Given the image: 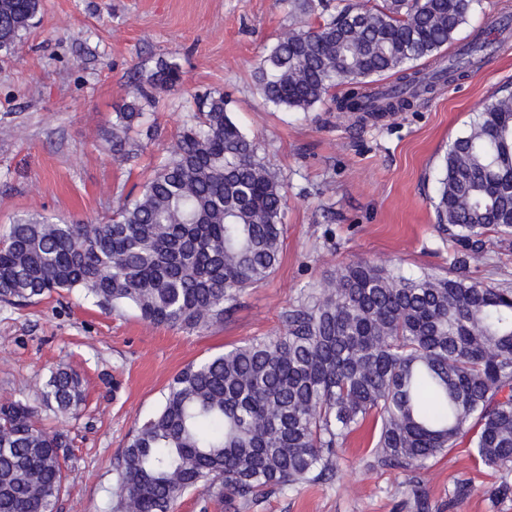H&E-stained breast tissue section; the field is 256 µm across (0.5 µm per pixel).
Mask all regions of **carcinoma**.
<instances>
[{
	"label": "carcinoma",
	"instance_id": "obj_1",
	"mask_svg": "<svg viewBox=\"0 0 512 512\" xmlns=\"http://www.w3.org/2000/svg\"><path fill=\"white\" fill-rule=\"evenodd\" d=\"M319 18L279 36L256 80L265 101L308 112L327 97L338 112H399L438 82L464 73L476 37L429 77L413 63L452 42L481 0H282ZM39 0H0V50L11 52ZM398 75L376 102L368 78ZM183 84L162 61L130 91L112 128L127 132L145 107ZM347 86L339 97L331 95ZM193 120L153 175L100 224L16 219L0 236V301L25 303L80 290L148 324L203 331L276 271L286 234L284 192L226 111L224 94L194 95ZM437 224L467 242L443 276L353 262L303 291L283 332L188 363L161 408L131 435L116 467L113 512H172L182 495L222 500L328 480L352 432L373 419L375 466L418 484L430 462L468 438L487 467L512 472V289L467 275L475 238L512 235V93L492 97L467 134L448 145ZM46 407L75 416L84 399L65 366L40 390ZM69 446L39 425L38 410L0 400V512H56Z\"/></svg>",
	"mask_w": 512,
	"mask_h": 512
}]
</instances>
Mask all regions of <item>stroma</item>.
<instances>
[{
	"label": "stroma",
	"mask_w": 512,
	"mask_h": 512,
	"mask_svg": "<svg viewBox=\"0 0 512 512\" xmlns=\"http://www.w3.org/2000/svg\"><path fill=\"white\" fill-rule=\"evenodd\" d=\"M309 23L281 0H40L15 53L0 54V232L23 215L85 223L109 216L164 156L194 109L193 94L206 90L223 93L286 192L276 272L206 331L156 328L134 310L104 311L76 292L0 302V399L37 404L60 364L83 380L78 417L41 412L46 432L71 440L58 512H112L118 458L189 362L279 335L304 289L354 261L445 275L462 250L437 228L433 197L449 143L487 99L512 92V32L484 69L374 121L328 102L308 112L265 103L254 77L261 57L282 32ZM164 60L179 65L184 86L161 93L154 137L131 131L135 155L116 161V115L139 75ZM480 246L470 277L512 288V235L486 229ZM372 437L367 424L349 437L329 481L248 501L219 502L199 490L174 512H418L404 475L369 468ZM501 479L466 445L448 449L424 475L428 512H512V494L493 493ZM462 483L470 491L459 498Z\"/></svg>",
	"instance_id": "35a3bbf8"
}]
</instances>
